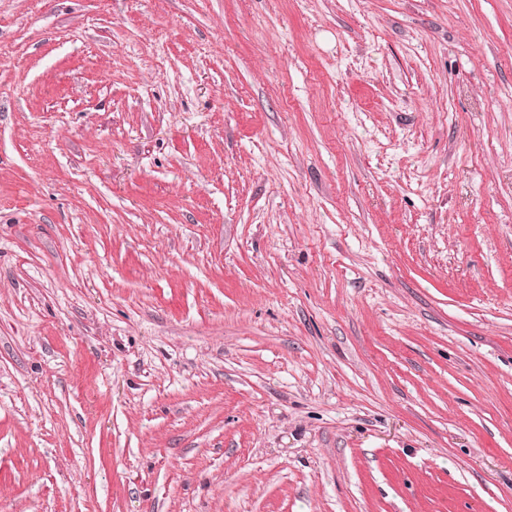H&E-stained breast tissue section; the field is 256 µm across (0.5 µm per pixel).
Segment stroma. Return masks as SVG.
<instances>
[{
	"mask_svg": "<svg viewBox=\"0 0 512 512\" xmlns=\"http://www.w3.org/2000/svg\"><path fill=\"white\" fill-rule=\"evenodd\" d=\"M0 512H512V0H0Z\"/></svg>",
	"mask_w": 512,
	"mask_h": 512,
	"instance_id": "1",
	"label": "stroma"
}]
</instances>
